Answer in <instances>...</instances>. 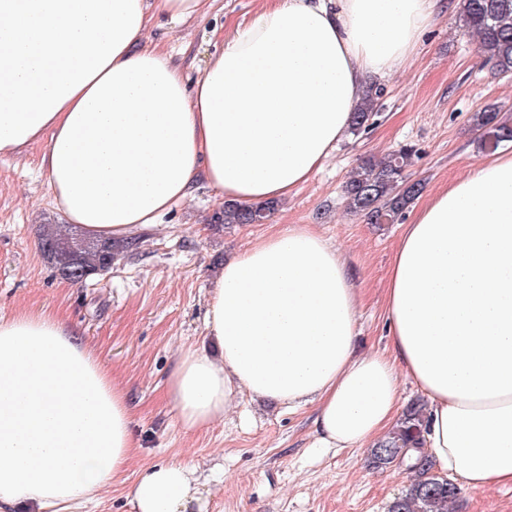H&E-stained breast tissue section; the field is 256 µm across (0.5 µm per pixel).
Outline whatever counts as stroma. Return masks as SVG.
Segmentation results:
<instances>
[{"mask_svg": "<svg viewBox=\"0 0 512 512\" xmlns=\"http://www.w3.org/2000/svg\"><path fill=\"white\" fill-rule=\"evenodd\" d=\"M262 4L214 0L205 18L185 26L157 17L146 41L193 77L221 39ZM379 84L375 125L347 136L264 223L212 227L221 200L198 181L184 203L136 234L132 253L82 284L56 277L39 248L44 225L62 221L42 168L47 140L19 155H0V316L55 313L127 391L135 451L126 472L100 492L97 512H135L131 486L149 468L171 461L197 472L194 512H387L409 489L414 476L406 466L371 468L368 449L314 447V404L290 409L242 394L224 421L188 429L168 392L180 349H215L204 320L225 260L290 224L311 225L341 250L361 296L357 346L386 349L388 273L404 226L472 166L496 152L512 154V142L483 149L471 121L494 104L512 124V75L484 67L476 38L459 29L456 14L444 13L406 68ZM404 146L416 151L406 173L424 190L402 222L369 224L349 212L342 185L360 159ZM451 512H512V487H460Z\"/></svg>", "mask_w": 512, "mask_h": 512, "instance_id": "35a3bbf8", "label": "stroma"}]
</instances>
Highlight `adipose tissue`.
I'll list each match as a JSON object with an SVG mask.
<instances>
[{"label":"adipose tissue","mask_w":512,"mask_h":512,"mask_svg":"<svg viewBox=\"0 0 512 512\" xmlns=\"http://www.w3.org/2000/svg\"><path fill=\"white\" fill-rule=\"evenodd\" d=\"M211 0H0V154L48 138L57 208L83 235L159 223L205 178L224 200L287 199L345 137L367 82L411 58L446 0H270L187 82L143 45ZM359 300L336 247L304 224L225 260L205 317L217 353L184 349L169 382L182 424L237 395L317 405L318 448L385 436L399 380L427 405L436 469L512 486V155L471 168L418 209L389 271L390 349L357 354ZM124 388L48 313L0 317V512H69L134 453ZM194 469L151 467L135 512H188Z\"/></svg>","instance_id":"ef3b65f1"}]
</instances>
